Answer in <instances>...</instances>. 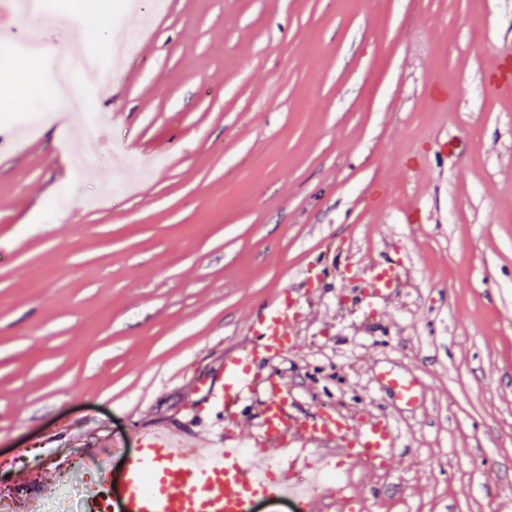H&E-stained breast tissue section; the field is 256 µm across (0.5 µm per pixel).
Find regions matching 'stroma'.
<instances>
[{
    "instance_id": "stroma-1",
    "label": "stroma",
    "mask_w": 512,
    "mask_h": 512,
    "mask_svg": "<svg viewBox=\"0 0 512 512\" xmlns=\"http://www.w3.org/2000/svg\"><path fill=\"white\" fill-rule=\"evenodd\" d=\"M165 2L45 0L49 39L86 49L75 112L18 94L51 79L0 43V490L52 500L109 444L115 501L140 432L223 429L206 386L295 289L293 347L258 377L399 440L323 512L344 483L350 512H512V87L490 80L512 0ZM114 25L134 71L103 56ZM380 263L402 280L371 300ZM386 386L405 404H412L418 399L419 387L415 379L399 372L388 371L381 375Z\"/></svg>"
}]
</instances>
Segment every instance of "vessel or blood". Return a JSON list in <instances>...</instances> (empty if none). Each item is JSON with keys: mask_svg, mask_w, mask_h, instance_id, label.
Segmentation results:
<instances>
[{"mask_svg": "<svg viewBox=\"0 0 512 512\" xmlns=\"http://www.w3.org/2000/svg\"><path fill=\"white\" fill-rule=\"evenodd\" d=\"M401 272L392 266L375 268L365 288L371 297L383 296L396 287ZM296 297L276 298L256 320L250 322L254 337L252 352L234 356L224 365L222 381L209 383L206 399L210 406L231 411L246 400L256 383L253 365L257 356L288 352L293 345V318L298 315ZM382 379L405 404L419 395L415 379L388 371ZM267 399L260 411L263 445L276 452L308 457L306 441L320 436L336 438L344 445L342 463L351 468L378 469L393 459L397 434L388 416L377 414L363 420L319 410L305 418L294 412L286 384L269 378ZM111 449L86 448L84 464L97 471L101 483L112 481ZM292 471L279 470L266 481L256 475L236 447L200 448L164 430L139 435L136 454L125 461L121 482L124 495L118 512H253V503L263 498L284 497Z\"/></svg>", "mask_w": 512, "mask_h": 512, "instance_id": "1", "label": "vessel or blood"}]
</instances>
